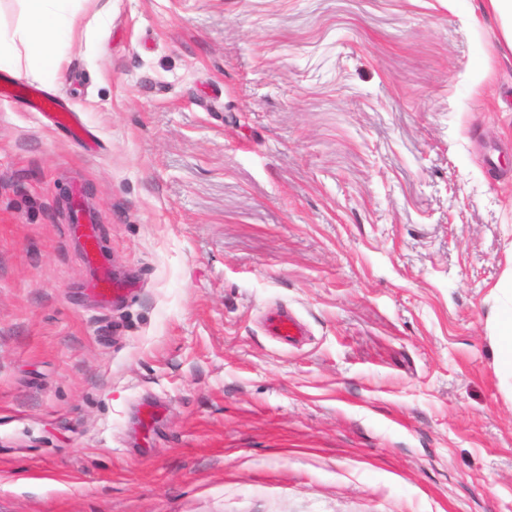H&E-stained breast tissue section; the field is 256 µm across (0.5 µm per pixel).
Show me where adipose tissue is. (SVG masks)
<instances>
[{
    "mask_svg": "<svg viewBox=\"0 0 512 512\" xmlns=\"http://www.w3.org/2000/svg\"><path fill=\"white\" fill-rule=\"evenodd\" d=\"M28 20L13 31L0 30V70L17 68L20 47L49 44L56 52L46 60L43 73L56 75L63 63L74 24V0H25Z\"/></svg>",
    "mask_w": 512,
    "mask_h": 512,
    "instance_id": "ef3b65f1",
    "label": "adipose tissue"
}]
</instances>
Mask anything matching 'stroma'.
Here are the masks:
<instances>
[{
  "mask_svg": "<svg viewBox=\"0 0 512 512\" xmlns=\"http://www.w3.org/2000/svg\"><path fill=\"white\" fill-rule=\"evenodd\" d=\"M481 3L79 0L61 78L15 76L92 145L0 100V512H512ZM74 219L76 223L71 224L72 230L83 234L82 247L84 256L87 263L93 268L92 292L104 301H112V296L119 295L121 288H118L111 271L99 264V245L96 237L91 233L90 225L92 224L87 223L91 222V220L81 208L75 209ZM269 328L277 338L292 341L301 333L298 322L288 314H278L269 320Z\"/></svg>",
  "mask_w": 512,
  "mask_h": 512,
  "instance_id": "1",
  "label": "stroma"
}]
</instances>
